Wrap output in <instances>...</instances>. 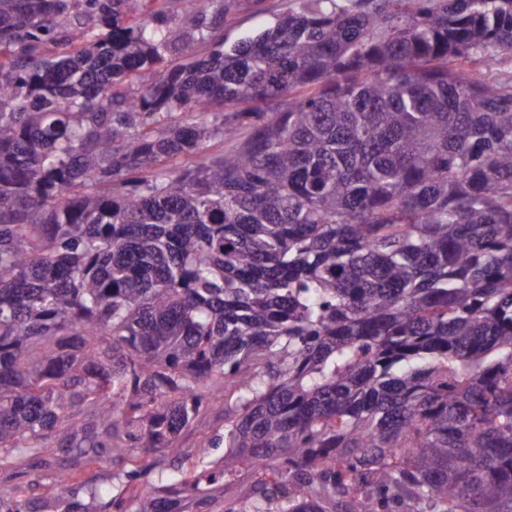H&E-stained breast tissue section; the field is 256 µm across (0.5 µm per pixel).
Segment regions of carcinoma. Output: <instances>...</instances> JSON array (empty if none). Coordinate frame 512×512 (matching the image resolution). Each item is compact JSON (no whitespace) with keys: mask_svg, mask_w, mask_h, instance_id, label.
Masks as SVG:
<instances>
[{"mask_svg":"<svg viewBox=\"0 0 512 512\" xmlns=\"http://www.w3.org/2000/svg\"><path fill=\"white\" fill-rule=\"evenodd\" d=\"M148 2L0 0V467L124 434L175 475L113 512L244 469L224 512H512V85L464 70L512 0H301L228 49L232 0ZM179 446L187 453L196 452L207 467L224 459V410L202 408L196 421L179 435Z\"/></svg>","mask_w":512,"mask_h":512,"instance_id":"carcinoma-1","label":"carcinoma"}]
</instances>
